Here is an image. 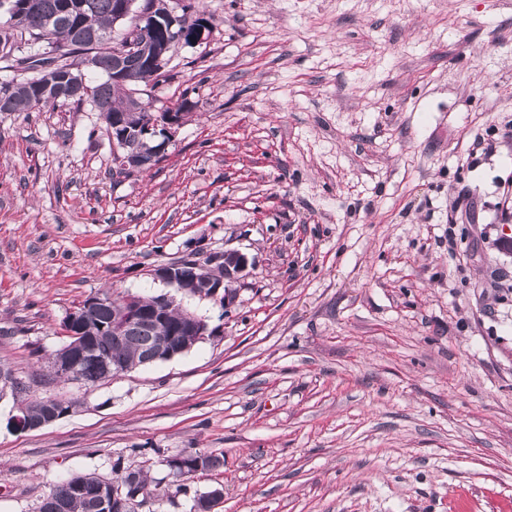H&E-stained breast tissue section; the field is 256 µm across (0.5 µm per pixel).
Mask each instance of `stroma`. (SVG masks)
Returning a JSON list of instances; mask_svg holds the SVG:
<instances>
[{
    "label": "stroma",
    "instance_id": "obj_1",
    "mask_svg": "<svg viewBox=\"0 0 512 512\" xmlns=\"http://www.w3.org/2000/svg\"><path fill=\"white\" fill-rule=\"evenodd\" d=\"M202 43L141 86L189 120L114 175L89 104L0 112V361L47 373L75 305L249 260L187 353L29 432L0 397V512L60 480L223 455L149 512H512V0H202Z\"/></svg>",
    "mask_w": 512,
    "mask_h": 512
}]
</instances>
